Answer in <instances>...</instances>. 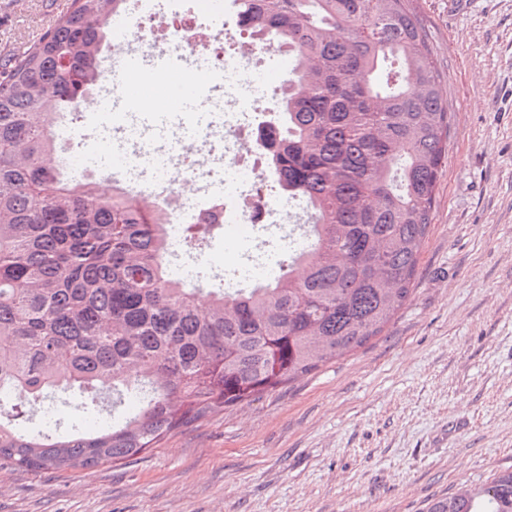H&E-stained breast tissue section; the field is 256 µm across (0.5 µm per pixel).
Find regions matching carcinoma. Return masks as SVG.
<instances>
[{
    "label": "carcinoma",
    "mask_w": 512,
    "mask_h": 512,
    "mask_svg": "<svg viewBox=\"0 0 512 512\" xmlns=\"http://www.w3.org/2000/svg\"><path fill=\"white\" fill-rule=\"evenodd\" d=\"M125 0H71L0 70V465H116L381 335L410 297L448 158L451 113L412 0H233L287 48L268 163L313 215L303 267L200 304L167 271L169 215L53 166L54 127L104 73ZM135 410L92 433L20 424L48 394ZM428 512H512V472Z\"/></svg>",
    "instance_id": "cac0c4a2"
}]
</instances>
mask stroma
Listing matches in <instances>:
<instances>
[{
  "label": "stroma",
  "mask_w": 512,
  "mask_h": 512,
  "mask_svg": "<svg viewBox=\"0 0 512 512\" xmlns=\"http://www.w3.org/2000/svg\"><path fill=\"white\" fill-rule=\"evenodd\" d=\"M70 0H0V66ZM445 78L448 162L415 288L381 336L260 399L181 429L125 464L57 474L0 468V512H426L463 483L512 470V0H413ZM282 56L264 57L251 105L273 113ZM87 175L111 185L109 135ZM198 299L227 288L234 254L208 237ZM33 427H106L109 404L48 398Z\"/></svg>",
  "instance_id": "obj_1"
}]
</instances>
